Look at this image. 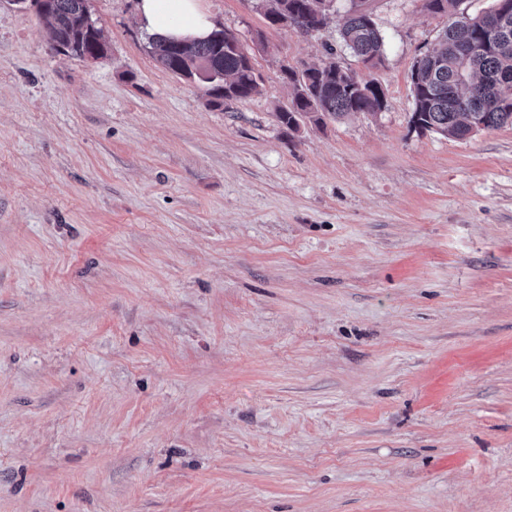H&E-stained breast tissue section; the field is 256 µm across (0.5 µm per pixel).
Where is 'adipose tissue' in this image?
Returning <instances> with one entry per match:
<instances>
[{
    "label": "adipose tissue",
    "instance_id": "ef3b65f1",
    "mask_svg": "<svg viewBox=\"0 0 512 512\" xmlns=\"http://www.w3.org/2000/svg\"><path fill=\"white\" fill-rule=\"evenodd\" d=\"M138 17L148 35L188 41L207 37L215 27L200 0H139Z\"/></svg>",
    "mask_w": 512,
    "mask_h": 512
}]
</instances>
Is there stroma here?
<instances>
[{
    "label": "stroma",
    "instance_id": "35a3bbf8",
    "mask_svg": "<svg viewBox=\"0 0 512 512\" xmlns=\"http://www.w3.org/2000/svg\"><path fill=\"white\" fill-rule=\"evenodd\" d=\"M202 0L249 51L232 110L148 53L53 50L0 0V512H512V126L415 129L447 25L368 0L342 49ZM336 61L387 107L291 131L283 70ZM339 34L344 46L358 60L373 61L375 66L384 62V38L374 18L350 10L342 18Z\"/></svg>",
    "mask_w": 512,
    "mask_h": 512
}]
</instances>
